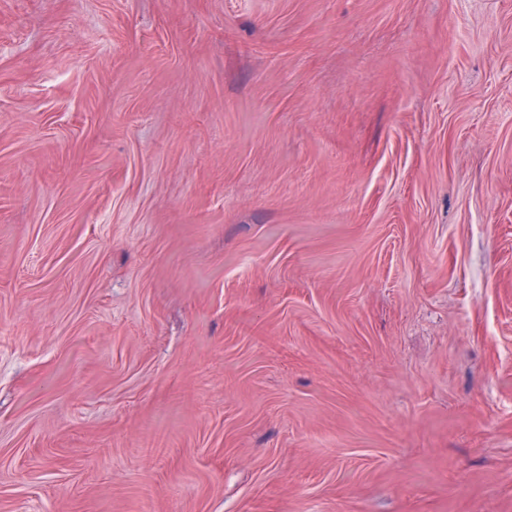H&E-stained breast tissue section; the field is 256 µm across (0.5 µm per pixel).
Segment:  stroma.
Here are the masks:
<instances>
[{
	"label": "stroma",
	"mask_w": 512,
	"mask_h": 512,
	"mask_svg": "<svg viewBox=\"0 0 512 512\" xmlns=\"http://www.w3.org/2000/svg\"><path fill=\"white\" fill-rule=\"evenodd\" d=\"M0 512H512V0H0Z\"/></svg>",
	"instance_id": "stroma-1"
}]
</instances>
